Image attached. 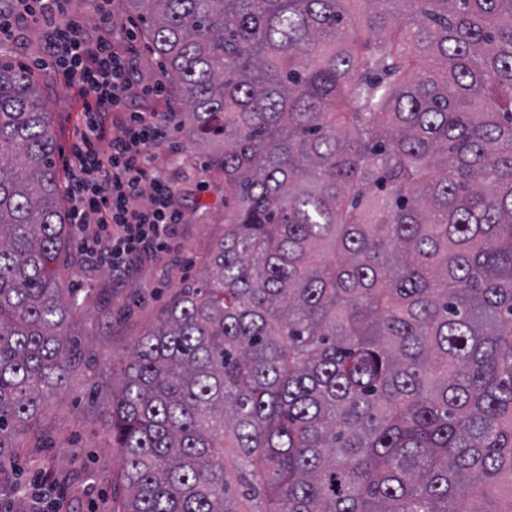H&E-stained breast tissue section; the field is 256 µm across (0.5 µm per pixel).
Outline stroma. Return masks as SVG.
Returning <instances> with one entry per match:
<instances>
[{"label": "stroma", "mask_w": 512, "mask_h": 512, "mask_svg": "<svg viewBox=\"0 0 512 512\" xmlns=\"http://www.w3.org/2000/svg\"><path fill=\"white\" fill-rule=\"evenodd\" d=\"M109 10L121 38L137 48L134 83L163 79L160 63L146 43L142 26L125 0H112ZM57 137L56 164L62 178H70L71 148L81 125V103L52 64L35 67ZM147 164L170 168L175 197L184 221L166 246L139 263L122 283L99 258L63 273L65 287L77 289L81 313L75 319L78 343L85 356L65 389L58 391L25 430L24 450L14 468L21 492L0 501V512H34L28 491L41 465L64 475L56 493L69 500L71 512H119L121 503L112 488L117 482L119 452L98 426L101 408L110 398L112 367L126 355L187 283L196 280L207 253L224 233V184L212 178L204 159L176 125L166 140L146 153ZM112 296V315L100 311L101 293Z\"/></svg>", "instance_id": "obj_1"}]
</instances>
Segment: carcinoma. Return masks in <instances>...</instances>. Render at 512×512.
I'll use <instances>...</instances> for the list:
<instances>
[{"label": "carcinoma", "mask_w": 512, "mask_h": 512, "mask_svg": "<svg viewBox=\"0 0 512 512\" xmlns=\"http://www.w3.org/2000/svg\"><path fill=\"white\" fill-rule=\"evenodd\" d=\"M126 2L231 204L114 373L121 512H512V0ZM56 151L0 57V494L80 360Z\"/></svg>", "instance_id": "obj_1"}]
</instances>
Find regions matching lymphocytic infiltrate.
<instances>
[{"label":"lymphocytic infiltrate","mask_w":512,"mask_h":512,"mask_svg":"<svg viewBox=\"0 0 512 512\" xmlns=\"http://www.w3.org/2000/svg\"><path fill=\"white\" fill-rule=\"evenodd\" d=\"M69 2L15 0L12 13L0 16V36L14 39L25 27L44 24L45 56L78 89L84 129L72 146L71 221L81 249L99 255L113 274L122 276L136 259L163 248L183 215L168 173L147 168L143 159L148 147L164 140L166 118L133 112L111 135L104 117L129 99L160 94L162 85L131 83L135 49L107 37L87 39L69 14Z\"/></svg>","instance_id":"1"}]
</instances>
